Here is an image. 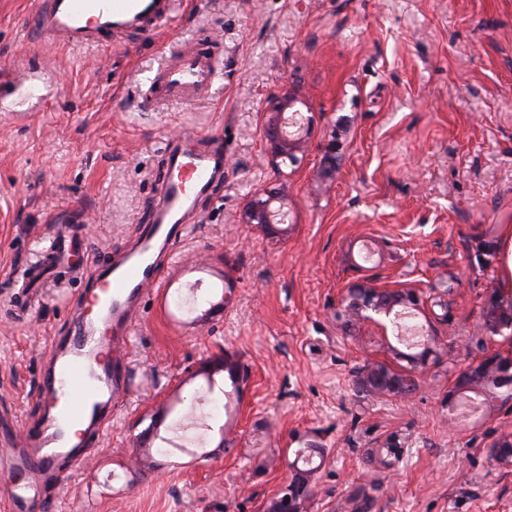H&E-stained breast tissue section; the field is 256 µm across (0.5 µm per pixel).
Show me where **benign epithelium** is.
Wrapping results in <instances>:
<instances>
[{
    "label": "benign epithelium",
    "mask_w": 512,
    "mask_h": 512,
    "mask_svg": "<svg viewBox=\"0 0 512 512\" xmlns=\"http://www.w3.org/2000/svg\"><path fill=\"white\" fill-rule=\"evenodd\" d=\"M295 104V96L284 93L276 97L272 107L263 113L267 154L274 167L300 162L298 154L303 152L309 132L302 126L294 134L286 132L287 114L293 112ZM285 200L287 194L283 188L278 191L254 192L243 201L244 223L255 224L268 232L278 231L277 225L285 222L287 212L281 206L272 207V204ZM498 294V289H492L485 315L486 328L493 333L500 332L506 326V320L499 313ZM426 303V292L423 288L388 290L369 283L358 284L342 295L336 317L350 325L366 321L378 323L382 317L390 318L393 309L398 305L419 310ZM396 356L406 359L412 368L417 369L427 366L431 358L437 357V351L427 342L414 356L403 352L396 353ZM473 384L478 387L480 394L491 399L497 398L499 389L507 388L512 391V350L494 351L470 363L459 375L448 399L459 397L463 390ZM357 386L366 393L401 399L413 391L415 380L410 372L395 373L387 363L374 361L361 371ZM311 503L310 495L303 492L286 499L277 493L267 502L264 512H310Z\"/></svg>",
    "instance_id": "obj_1"
}]
</instances>
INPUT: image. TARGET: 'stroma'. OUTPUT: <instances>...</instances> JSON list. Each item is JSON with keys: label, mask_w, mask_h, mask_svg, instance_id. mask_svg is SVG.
Here are the masks:
<instances>
[{"label": "stroma", "mask_w": 512, "mask_h": 512, "mask_svg": "<svg viewBox=\"0 0 512 512\" xmlns=\"http://www.w3.org/2000/svg\"><path fill=\"white\" fill-rule=\"evenodd\" d=\"M33 10L0 0V416L36 417L73 269L137 239L167 148L223 151L171 262L202 264L207 288L187 312L172 294L142 304L115 421L36 512H262L312 447L311 512H351L364 495L368 512H512V464L494 455L512 402L483 401L462 423L446 406L473 360L512 347V330L484 327L512 228V0H188L176 26L90 49L39 41ZM194 37L211 41L219 84L156 107L139 71ZM18 72L27 83L10 87ZM284 91L312 127L302 163L275 169L262 115ZM262 188L288 193L282 233L243 221ZM64 224L73 266L42 271ZM438 279L446 291L415 315L438 361L407 399L358 392L389 341L337 319L342 293ZM225 353L247 384L219 371L209 392L200 367Z\"/></svg>", "instance_id": "35a3bbf8"}]
</instances>
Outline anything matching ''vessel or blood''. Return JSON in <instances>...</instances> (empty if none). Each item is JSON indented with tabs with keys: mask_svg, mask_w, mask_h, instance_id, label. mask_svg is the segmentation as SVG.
Wrapping results in <instances>:
<instances>
[{
	"mask_svg": "<svg viewBox=\"0 0 512 512\" xmlns=\"http://www.w3.org/2000/svg\"><path fill=\"white\" fill-rule=\"evenodd\" d=\"M184 0H35L31 28L45 43L96 47L127 32L171 25ZM220 71L211 46L177 49L143 85L156 105L205 99ZM217 150H173L160 180L152 223L123 254L91 266L67 330L53 337L39 383L38 417L0 439V480L10 489L8 512H33L60 464L85 463L112 425L127 393L129 329L146 298L160 294L161 259L181 238L197 197L218 174Z\"/></svg>",
	"mask_w": 512,
	"mask_h": 512,
	"instance_id": "obj_1",
	"label": "vessel or blood"
}]
</instances>
